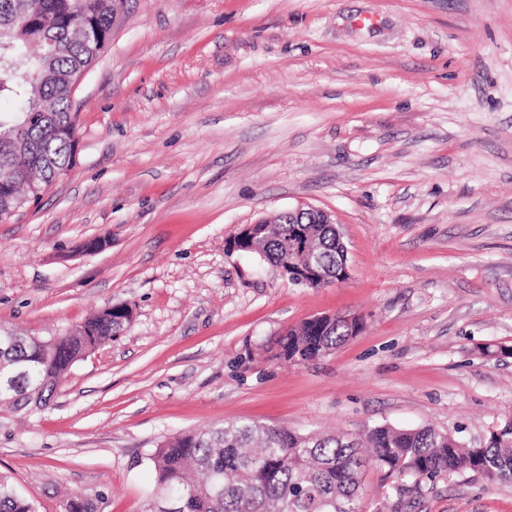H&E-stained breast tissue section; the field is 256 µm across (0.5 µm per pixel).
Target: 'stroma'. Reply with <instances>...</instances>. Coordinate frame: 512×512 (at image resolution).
Returning a JSON list of instances; mask_svg holds the SVG:
<instances>
[{"label": "stroma", "mask_w": 512, "mask_h": 512, "mask_svg": "<svg viewBox=\"0 0 512 512\" xmlns=\"http://www.w3.org/2000/svg\"><path fill=\"white\" fill-rule=\"evenodd\" d=\"M74 106L75 164L0 223V329L132 319L51 409L0 413V473L38 512H145L151 450L187 429L474 445L512 418V0H125ZM297 206L332 213L348 281L230 249ZM320 315L363 328L276 359ZM365 484L364 512H512V485L473 472L408 502L383 469ZM338 319L356 330V336L361 332L362 321L355 317L336 316L323 322L305 320L281 334L276 342V357L286 362H309L328 355L353 337L348 326L336 323Z\"/></svg>", "instance_id": "stroma-1"}]
</instances>
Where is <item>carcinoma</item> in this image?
Returning a JSON list of instances; mask_svg holds the SVG:
<instances>
[{
    "label": "carcinoma",
    "mask_w": 512,
    "mask_h": 512,
    "mask_svg": "<svg viewBox=\"0 0 512 512\" xmlns=\"http://www.w3.org/2000/svg\"><path fill=\"white\" fill-rule=\"evenodd\" d=\"M90 18L110 40L112 0H0V96L18 99L14 120L0 121V174L16 182L17 193L31 184L49 185L69 170L77 129L69 92L52 79L84 74L94 61L69 36L77 15ZM44 150L52 166L38 165L31 149ZM295 225L279 217L261 225L255 253L273 266L288 261L287 244ZM319 262L336 266L342 245L329 224H308ZM122 312L107 319L95 313L83 334L49 338L46 349L18 343L0 351V375L15 360H28L30 375L0 382V408L14 415L34 414L53 403L56 384L68 369L123 331ZM350 339L348 326L334 319L305 320L281 334L276 357L286 362L319 359ZM370 448L343 434L310 435L281 427L238 421L188 430L162 441L149 454L156 474L148 502L177 497L183 512H363V476L374 465L396 478L397 497L450 473L475 472L492 484L512 483V419L468 446L431 426L414 429L383 424L367 431ZM0 512H36L0 474Z\"/></svg>",
    "instance_id": "1"
}]
</instances>
